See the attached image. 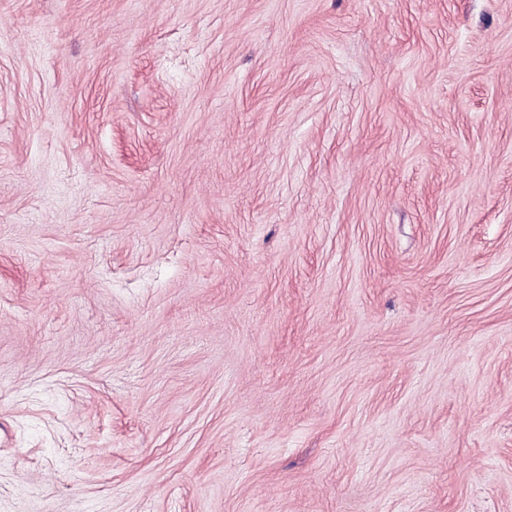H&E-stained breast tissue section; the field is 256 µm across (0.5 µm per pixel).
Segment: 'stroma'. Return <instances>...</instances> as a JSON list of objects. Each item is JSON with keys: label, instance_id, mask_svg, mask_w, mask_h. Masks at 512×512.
Here are the masks:
<instances>
[{"label": "stroma", "instance_id": "obj_1", "mask_svg": "<svg viewBox=\"0 0 512 512\" xmlns=\"http://www.w3.org/2000/svg\"><path fill=\"white\" fill-rule=\"evenodd\" d=\"M0 512H512V0H0Z\"/></svg>", "mask_w": 512, "mask_h": 512}]
</instances>
